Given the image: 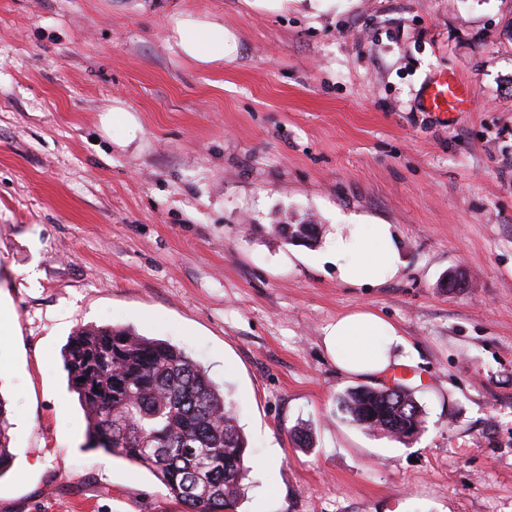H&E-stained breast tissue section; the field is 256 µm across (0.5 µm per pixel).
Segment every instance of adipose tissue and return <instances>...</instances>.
<instances>
[{
    "instance_id": "obj_1",
    "label": "adipose tissue",
    "mask_w": 512,
    "mask_h": 512,
    "mask_svg": "<svg viewBox=\"0 0 512 512\" xmlns=\"http://www.w3.org/2000/svg\"><path fill=\"white\" fill-rule=\"evenodd\" d=\"M170 39L184 59L203 69L222 63L234 42L222 19L194 12L175 17ZM321 259L333 265L345 282L380 284L398 271V235L389 224H340ZM401 341L395 324L369 310L338 316L323 337L337 369L360 377H377L395 366V347Z\"/></svg>"
}]
</instances>
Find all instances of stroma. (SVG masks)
<instances>
[{
    "label": "stroma",
    "mask_w": 512,
    "mask_h": 512,
    "mask_svg": "<svg viewBox=\"0 0 512 512\" xmlns=\"http://www.w3.org/2000/svg\"><path fill=\"white\" fill-rule=\"evenodd\" d=\"M184 11L234 34L221 66L175 52ZM442 73L465 111L423 106ZM115 103L133 136L107 126ZM301 221L315 241L275 230ZM353 223L394 226L393 279L318 262ZM0 303V512L182 510L89 447L62 351L90 326L184 349L233 400L242 512H512V0H0ZM361 309L414 364L337 370L324 330ZM396 382L426 414L412 441L337 410Z\"/></svg>",
    "instance_id": "1"
}]
</instances>
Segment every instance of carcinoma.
<instances>
[{
	"label": "carcinoma",
	"mask_w": 512,
	"mask_h": 512,
	"mask_svg": "<svg viewBox=\"0 0 512 512\" xmlns=\"http://www.w3.org/2000/svg\"><path fill=\"white\" fill-rule=\"evenodd\" d=\"M289 242L306 224H277ZM70 389L87 414L88 443L152 473L185 512L235 510L245 495L247 441L222 392L182 349L130 327H86L63 352ZM352 424L400 442L425 430L413 393L358 386L338 397ZM0 402V476L12 466ZM198 478L191 497L185 478Z\"/></svg>",
	"instance_id": "carcinoma-1"
}]
</instances>
